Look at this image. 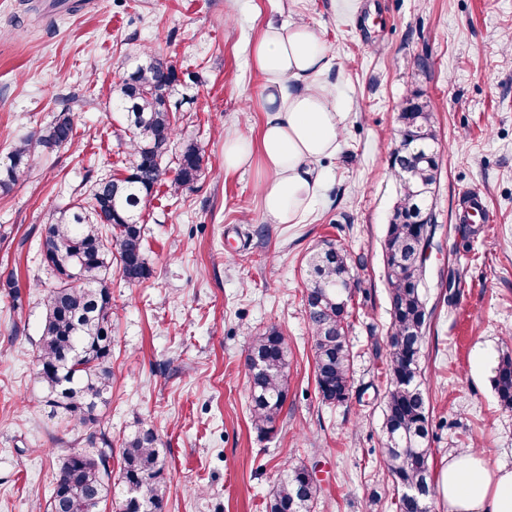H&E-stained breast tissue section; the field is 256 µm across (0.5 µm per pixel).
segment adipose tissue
Returning <instances> with one entry per match:
<instances>
[{
    "label": "adipose tissue",
    "mask_w": 512,
    "mask_h": 512,
    "mask_svg": "<svg viewBox=\"0 0 512 512\" xmlns=\"http://www.w3.org/2000/svg\"><path fill=\"white\" fill-rule=\"evenodd\" d=\"M263 79L258 136L224 139V170L260 162L262 215L269 224H297L316 204L324 174L319 162L341 149L345 114L322 85L333 59L316 29L305 22L268 24L251 51ZM437 490L448 512H512V468H489L482 453L449 455Z\"/></svg>",
    "instance_id": "adipose-tissue-1"
}]
</instances>
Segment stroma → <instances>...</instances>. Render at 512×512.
<instances>
[{
	"instance_id": "stroma-1",
	"label": "stroma",
	"mask_w": 512,
	"mask_h": 512,
	"mask_svg": "<svg viewBox=\"0 0 512 512\" xmlns=\"http://www.w3.org/2000/svg\"><path fill=\"white\" fill-rule=\"evenodd\" d=\"M312 24L333 66L325 75L346 112L343 143L306 220L268 224L259 166L224 170V137L258 134L262 78L250 51L268 21ZM512 0H0V154L69 111L72 145L36 148L33 167L0 192V268L17 271L20 300L0 286V512L47 503L76 435L47 417L34 356L45 317L41 243L48 218L90 180L121 174L124 134L109 90L145 48L186 72L171 148L204 150L205 173L178 199L157 190L142 211L149 280L112 278L113 446L140 424L166 448L163 512H266L287 465L315 469L314 512H396L381 465L389 300L382 245L397 197L390 158L398 105H434L439 180L436 247L428 262L431 326L422 351L434 474L449 454L483 452L512 468V412L492 389L512 351ZM478 194L484 231L458 204ZM344 246L361 281L350 319L349 401L322 403L306 323L307 260ZM456 290H449V279ZM279 325L288 343V399L273 431L249 416L245 358Z\"/></svg>"
}]
</instances>
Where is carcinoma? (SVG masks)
<instances>
[{
	"instance_id": "1",
	"label": "carcinoma",
	"mask_w": 512,
	"mask_h": 512,
	"mask_svg": "<svg viewBox=\"0 0 512 512\" xmlns=\"http://www.w3.org/2000/svg\"><path fill=\"white\" fill-rule=\"evenodd\" d=\"M181 77L176 65L145 51L135 57L109 93L128 148L125 173L92 186L91 203L77 201L44 227L43 261L54 273L35 355V379L45 389L50 418L85 432V448H72L55 476L46 512H101L115 499L116 512H158L168 493L166 456L153 428L141 426L121 442L119 477L112 482V439L101 428L112 396V269L129 284L153 275L146 258L142 208L155 187L169 184L172 197L196 183L203 150L195 142L164 164L176 135L182 102L173 99ZM431 99L417 94L398 114L399 147L392 155L397 199L382 251L391 323L383 396L384 473L394 489L414 488L395 501L398 512H428L436 494L429 466V404L422 388L421 348L433 310L423 292L427 264L412 261L416 248L433 244L432 210L437 183L438 137ZM74 138L70 115L15 145L0 158V191L8 192L33 164L37 146L54 149ZM307 321L314 352L316 388L322 402L346 403L352 391L353 353L347 336L349 304L360 291L346 250L326 241L308 260ZM247 358L251 418L261 429L274 427L288 397V347L276 325L252 339ZM492 388L502 409L512 412V354L497 361ZM136 489L139 500L130 492ZM318 489L312 470L295 465L273 488L268 512H311Z\"/></svg>"
}]
</instances>
